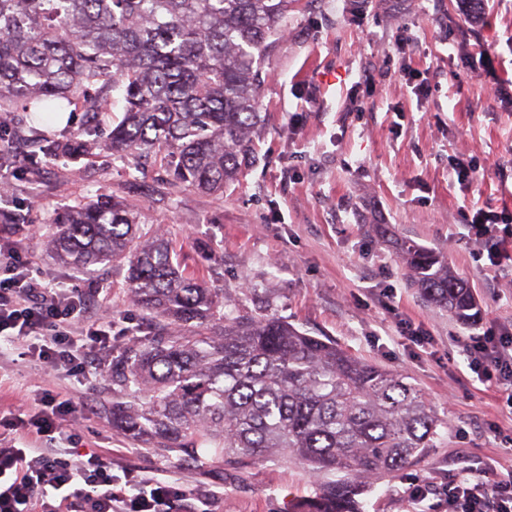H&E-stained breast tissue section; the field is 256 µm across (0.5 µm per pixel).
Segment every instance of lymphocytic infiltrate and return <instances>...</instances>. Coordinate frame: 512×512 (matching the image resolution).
<instances>
[{
    "mask_svg": "<svg viewBox=\"0 0 512 512\" xmlns=\"http://www.w3.org/2000/svg\"><path fill=\"white\" fill-rule=\"evenodd\" d=\"M24 242L0 236V335L27 342L53 373L74 367L102 376L112 348L108 325L89 315L82 287H63L30 272ZM469 365L483 381H512V336H472L464 342ZM412 500H447L453 512H512V468L466 464L445 486L416 483ZM187 495L158 482L129 494L112 476V460L98 453L62 457L51 448H0V512H174Z\"/></svg>",
    "mask_w": 512,
    "mask_h": 512,
    "instance_id": "lymphocytic-infiltrate-1",
    "label": "lymphocytic infiltrate"
}]
</instances>
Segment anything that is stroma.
<instances>
[{
    "instance_id": "stroma-1",
    "label": "stroma",
    "mask_w": 512,
    "mask_h": 512,
    "mask_svg": "<svg viewBox=\"0 0 512 512\" xmlns=\"http://www.w3.org/2000/svg\"><path fill=\"white\" fill-rule=\"evenodd\" d=\"M456 0H299L274 44L261 90L267 125L260 164L223 194L168 188L156 154L121 160L97 149L72 162L40 158L38 190L18 176L12 199L30 209L15 227L33 269L98 295L122 348L159 326L137 307L122 266L78 272L46 240L58 209L111 198L140 213L143 231L171 241L185 275L224 291L238 313L265 310L353 356L397 371L448 422L413 465L374 482L364 512H452L410 499L415 481L441 485L462 460L512 464V410L478 380L459 345L486 328L512 333V272L491 266L474 216L512 225V0H485V21L463 41ZM427 84L421 96L418 84ZM443 253L472 288L482 320L465 326L409 284L392 239ZM258 291L249 298L245 289ZM418 328L421 341L403 334ZM18 341L0 346V438L6 444L97 452L119 482L158 480L208 493L197 512H292L324 475L294 458L245 468L181 462L112 426L106 380L51 375ZM83 408L70 440L37 435L42 399Z\"/></svg>"
}]
</instances>
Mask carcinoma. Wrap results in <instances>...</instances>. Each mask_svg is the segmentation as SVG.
<instances>
[{"mask_svg":"<svg viewBox=\"0 0 512 512\" xmlns=\"http://www.w3.org/2000/svg\"><path fill=\"white\" fill-rule=\"evenodd\" d=\"M299 0H0V142L28 141L16 111L65 104L102 116L122 102L105 145L120 159L155 151L180 185L211 194L256 162L264 63ZM483 21L484 0H459ZM86 125L39 151L89 154ZM48 247L87 269L125 261L126 287L166 322L112 356V425L182 461L252 464L294 456L319 486L295 512H361L367 480L409 466L447 423L407 377L266 313L234 314L224 291L179 273L170 242L137 240L116 202L54 213ZM412 285L457 321L477 307L439 253L400 242Z\"/></svg>","mask_w":512,"mask_h":512,"instance_id":"cac0c4a2","label":"carcinoma"}]
</instances>
